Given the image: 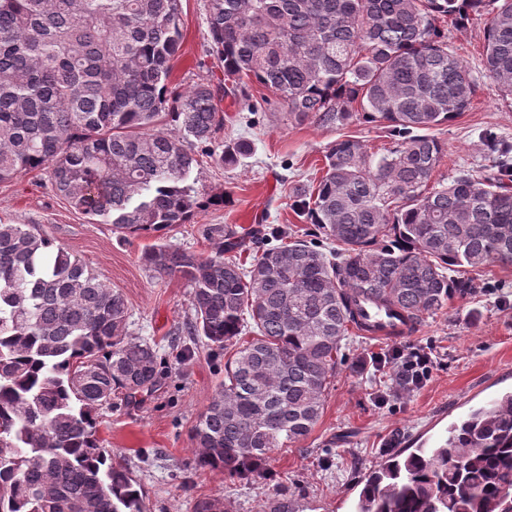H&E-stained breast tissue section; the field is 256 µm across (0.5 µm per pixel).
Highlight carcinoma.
<instances>
[{"label":"carcinoma","instance_id":"1","mask_svg":"<svg viewBox=\"0 0 512 512\" xmlns=\"http://www.w3.org/2000/svg\"><path fill=\"white\" fill-rule=\"evenodd\" d=\"M485 19L484 64L512 96V0H210V52L224 79L169 86L179 0H0V181L48 174L56 193L121 239L185 224L199 157L218 153L221 102L270 90L288 121L373 123L393 147L342 136L297 211L338 251L294 239L237 255L253 228L214 224L207 255L153 245L141 260L190 288L187 335L232 351L191 429L196 468L248 479L314 431L365 309L415 328L476 288L460 268L512 266V144L485 134L495 163L431 179V130L479 83L437 25ZM175 123L178 133L157 128ZM129 305L34 224L0 222V512H145L140 484L112 463L98 411L156 392L161 358L126 339ZM251 333L253 337L245 339ZM192 512H230L197 498ZM356 512H512V391L473 408L432 445L398 451L364 480Z\"/></svg>","mask_w":512,"mask_h":512}]
</instances>
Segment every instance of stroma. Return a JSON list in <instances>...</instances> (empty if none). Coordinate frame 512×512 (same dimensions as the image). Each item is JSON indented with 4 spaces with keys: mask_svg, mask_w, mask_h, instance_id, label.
Masks as SVG:
<instances>
[{
    "mask_svg": "<svg viewBox=\"0 0 512 512\" xmlns=\"http://www.w3.org/2000/svg\"><path fill=\"white\" fill-rule=\"evenodd\" d=\"M209 0H180L183 40L174 63L172 86L188 90L220 76L209 53ZM448 39L477 78L481 90L472 108L435 128L446 153L435 180L458 171L482 173L491 159L482 140L491 129L512 140V98L501 95L484 66V23L449 27ZM256 111H240L224 99V128L216 150L251 141L252 155L235 167L203 161L191 178L207 205L189 223L167 230L166 244L208 254L204 230L211 224H259L286 229L303 239L321 240L316 225L299 216L291 184L321 174L324 155L340 135L364 140L371 151L390 147L384 129L367 123L345 130L314 123H289L274 94L252 84ZM224 204H217V197ZM0 222L37 224L77 255L130 308L129 338L150 342L162 359L163 385L137 406L114 401L98 413V434L112 460L131 468L140 480L147 512H191L194 499L218 497L232 512H260L273 495L294 500L299 512H354L363 479L388 453L431 442L471 408L512 389V267L489 266L478 276L475 294L454 297L424 318L402 344L431 348L438 357L431 379L413 391L396 388L393 365L373 362L391 342L358 332L344 346L347 363L336 379L325 411L311 436L275 450L264 473L233 480L194 464L191 427L209 405L224 376V359L206 347L180 362L175 334L192 314L183 281L158 278L142 265L149 237L119 240L111 225L94 224L57 197L45 173L31 172L0 182Z\"/></svg>",
    "mask_w": 512,
    "mask_h": 512,
    "instance_id": "stroma-1",
    "label": "stroma"
}]
</instances>
